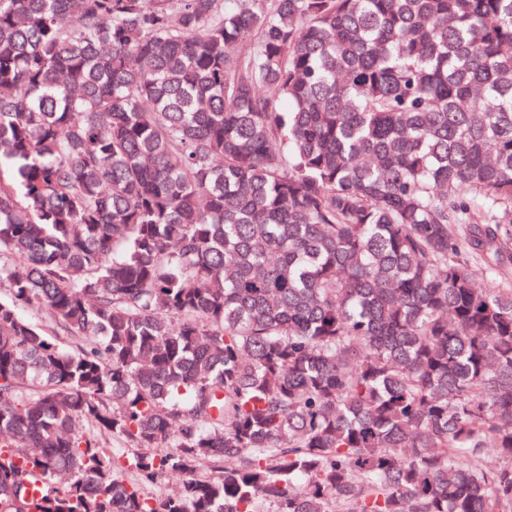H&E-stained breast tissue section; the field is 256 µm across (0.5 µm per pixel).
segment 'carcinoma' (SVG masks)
I'll return each mask as SVG.
<instances>
[{"instance_id": "carcinoma-1", "label": "carcinoma", "mask_w": 512, "mask_h": 512, "mask_svg": "<svg viewBox=\"0 0 512 512\" xmlns=\"http://www.w3.org/2000/svg\"><path fill=\"white\" fill-rule=\"evenodd\" d=\"M511 249L512 0H0V512H512Z\"/></svg>"}]
</instances>
